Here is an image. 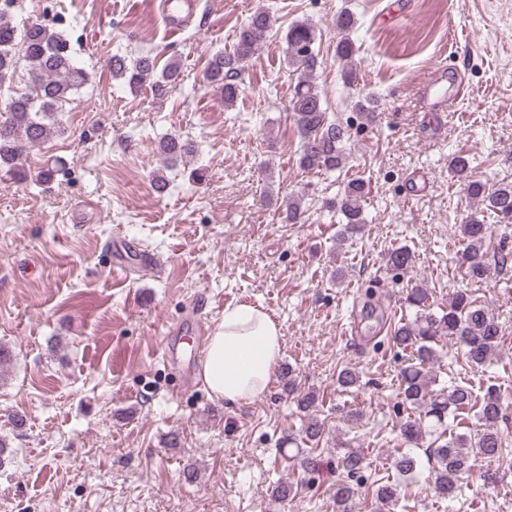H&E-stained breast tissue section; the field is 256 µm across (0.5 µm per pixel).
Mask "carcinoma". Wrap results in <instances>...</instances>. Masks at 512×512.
<instances>
[{"label":"carcinoma","instance_id":"1","mask_svg":"<svg viewBox=\"0 0 512 512\" xmlns=\"http://www.w3.org/2000/svg\"><path fill=\"white\" fill-rule=\"evenodd\" d=\"M336 30L343 34L336 43V59L345 62L344 81L354 78V58L358 49L344 33L356 25L354 14L344 9L336 14ZM272 27L271 15L264 9L256 10L240 28L232 51H217L208 60L205 82L220 92L224 107L234 106L241 93V73L245 64L257 54L266 32ZM288 64L298 72L297 82L289 100V110L299 137V166L312 171L334 172L345 167L347 143L352 125L329 115L325 98L315 84L312 74L318 66L316 30L308 21H296L284 35ZM27 67L28 92L18 95L11 83L19 61ZM112 77L137 92L147 86L156 96H163L181 84L183 63L170 58L159 65L157 56L148 52L130 58L119 52L108 59ZM90 81L89 72L74 56L66 35L55 27L34 22L23 30L0 13V97L5 102V120L0 121V168L27 179L18 161L28 145L39 144L53 135L65 134L58 114L65 103ZM190 145L180 138L162 139L158 154L163 162L174 161L189 153ZM453 176L465 182L467 196L485 205L496 217L512 223V182L494 187L469 179L468 159L453 156L448 162ZM368 193L367 182L361 177L349 180L342 195L333 203L341 215L342 229L336 244L342 245L358 233L361 224L362 202ZM464 248L460 268L471 281H486L499 274L498 265L508 263L501 257L494 263L488 257L486 242L491 235L490 225L474 216L459 225ZM413 262V253L405 246L388 252V270L400 273ZM406 304L414 309V316L394 327L393 346L412 353L415 363L401 373V398L409 413L399 425L404 447L398 449L392 467L403 478H415L421 469L420 459L410 452L412 448H428L432 487L437 496L451 498L458 483L475 466L477 460L497 461L503 454L506 437L498 427L503 414L501 391L489 388L478 395L470 381L448 379V385L436 391V382L430 370L437 356L436 346L444 338L454 341L465 362L473 369L486 366L498 352L501 328L489 308L465 290H458L448 298V306L434 309L427 289L417 286L407 291ZM482 426L478 438L468 430L471 419ZM323 433L321 424L312 419L297 435H288V444L301 449L303 444L319 442ZM435 437L424 444L426 437ZM336 468L349 476L365 469L360 453L349 451L337 459ZM401 484L381 483L374 494L379 503L389 509L398 506ZM355 496L347 482L336 483L334 499L336 512H350Z\"/></svg>","mask_w":512,"mask_h":512}]
</instances>
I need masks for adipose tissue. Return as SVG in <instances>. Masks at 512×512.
<instances>
[{"mask_svg": "<svg viewBox=\"0 0 512 512\" xmlns=\"http://www.w3.org/2000/svg\"><path fill=\"white\" fill-rule=\"evenodd\" d=\"M282 336L281 325L263 309L249 304L225 308L211 328L200 369L210 399L232 407L266 393Z\"/></svg>", "mask_w": 512, "mask_h": 512, "instance_id": "ef3b65f1", "label": "adipose tissue"}]
</instances>
